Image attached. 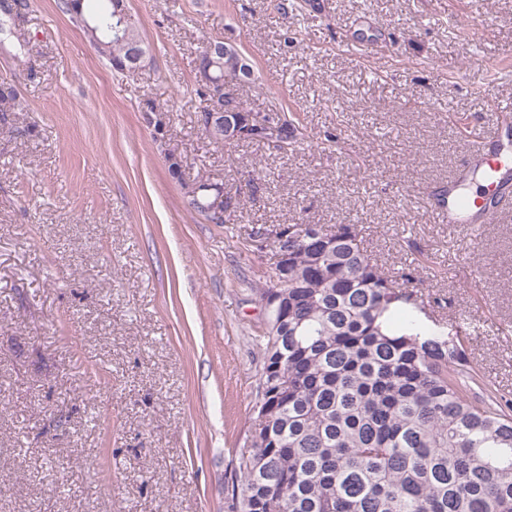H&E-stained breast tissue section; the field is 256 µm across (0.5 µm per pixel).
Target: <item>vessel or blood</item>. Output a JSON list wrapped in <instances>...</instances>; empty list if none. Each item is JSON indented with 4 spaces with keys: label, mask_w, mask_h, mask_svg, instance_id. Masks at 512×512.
Listing matches in <instances>:
<instances>
[{
    "label": "vessel or blood",
    "mask_w": 512,
    "mask_h": 512,
    "mask_svg": "<svg viewBox=\"0 0 512 512\" xmlns=\"http://www.w3.org/2000/svg\"><path fill=\"white\" fill-rule=\"evenodd\" d=\"M468 136L473 149L465 168L449 182L448 207L439 213L445 224H489L502 209L512 205V146L498 131L477 128ZM475 172L481 176V189L467 202H460L461 188Z\"/></svg>",
    "instance_id": "vessel-or-blood-1"
}]
</instances>
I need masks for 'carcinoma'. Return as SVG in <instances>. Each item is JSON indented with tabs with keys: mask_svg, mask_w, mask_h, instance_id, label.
I'll list each match as a JSON object with an SVG mask.
<instances>
[{
	"mask_svg": "<svg viewBox=\"0 0 512 512\" xmlns=\"http://www.w3.org/2000/svg\"><path fill=\"white\" fill-rule=\"evenodd\" d=\"M118 72L139 28L113 37L114 0H63ZM197 124L224 100L231 58L202 47ZM0 88V120L19 110ZM244 142L301 144L290 118L244 125ZM218 185L200 179L186 206L212 224ZM414 278L368 253L356 224H288L268 269L249 282L264 317L252 341L261 368L251 427L231 489L232 512H512V402L478 394L467 337L433 318Z\"/></svg>",
	"mask_w": 512,
	"mask_h": 512,
	"instance_id": "1",
	"label": "carcinoma"
}]
</instances>
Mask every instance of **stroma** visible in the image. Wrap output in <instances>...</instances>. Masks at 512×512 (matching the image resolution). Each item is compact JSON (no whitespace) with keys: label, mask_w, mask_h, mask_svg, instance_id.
Instances as JSON below:
<instances>
[{"label":"stroma","mask_w":512,"mask_h":512,"mask_svg":"<svg viewBox=\"0 0 512 512\" xmlns=\"http://www.w3.org/2000/svg\"><path fill=\"white\" fill-rule=\"evenodd\" d=\"M126 5L150 49L131 75L59 0H28L0 35V83L21 101L0 122V512H229L261 367L247 280L282 224L359 225L512 400V221L431 211L469 155L465 126L512 106V0ZM215 37L253 69L225 95L296 115L300 147L199 128ZM201 178L236 196L224 223L186 206Z\"/></svg>","instance_id":"35a3bbf8"}]
</instances>
